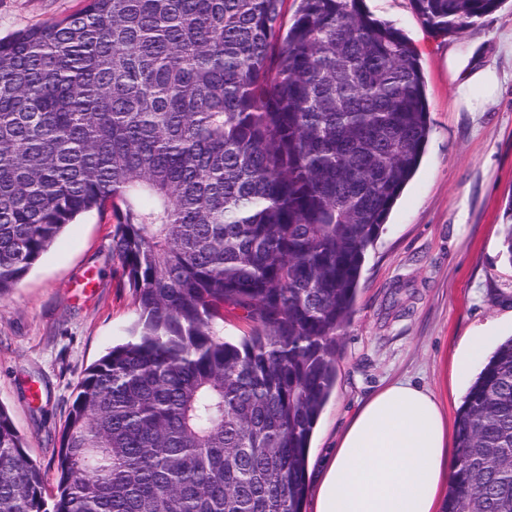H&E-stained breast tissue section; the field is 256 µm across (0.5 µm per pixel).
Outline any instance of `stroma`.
I'll list each match as a JSON object with an SVG mask.
<instances>
[{
  "mask_svg": "<svg viewBox=\"0 0 512 512\" xmlns=\"http://www.w3.org/2000/svg\"><path fill=\"white\" fill-rule=\"evenodd\" d=\"M82 6L83 0H0V37ZM363 7L415 47L430 132L418 171L365 256L336 385L309 448L312 477L359 406L383 385L413 379L439 393L456 417L471 385L452 378L462 339L489 336L493 350L512 337V263L502 255L512 205V0L459 36L429 31L411 0H363ZM452 58L470 70L496 69L501 88L484 111L458 101ZM113 230L97 213L81 216L0 297V405L51 484L78 382L112 345L127 340L136 318Z\"/></svg>",
  "mask_w": 512,
  "mask_h": 512,
  "instance_id": "obj_1",
  "label": "stroma"
}]
</instances>
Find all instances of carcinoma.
I'll return each mask as SVG.
<instances>
[{
	"label": "carcinoma",
	"instance_id": "carcinoma-1",
	"mask_svg": "<svg viewBox=\"0 0 512 512\" xmlns=\"http://www.w3.org/2000/svg\"><path fill=\"white\" fill-rule=\"evenodd\" d=\"M0 38V297L112 212L137 323L78 382L56 493L0 405V512H302L365 254L430 130L362 0H84ZM502 0H412L459 35ZM252 324L239 342L224 311ZM445 512H512V338L456 419Z\"/></svg>",
	"mask_w": 512,
	"mask_h": 512
}]
</instances>
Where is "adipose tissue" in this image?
Returning a JSON list of instances; mask_svg holds the SVG:
<instances>
[{
    "label": "adipose tissue",
    "mask_w": 512,
    "mask_h": 512,
    "mask_svg": "<svg viewBox=\"0 0 512 512\" xmlns=\"http://www.w3.org/2000/svg\"><path fill=\"white\" fill-rule=\"evenodd\" d=\"M448 414L431 390L397 380L365 403L315 482V512H441Z\"/></svg>",
    "instance_id": "obj_1"
}]
</instances>
